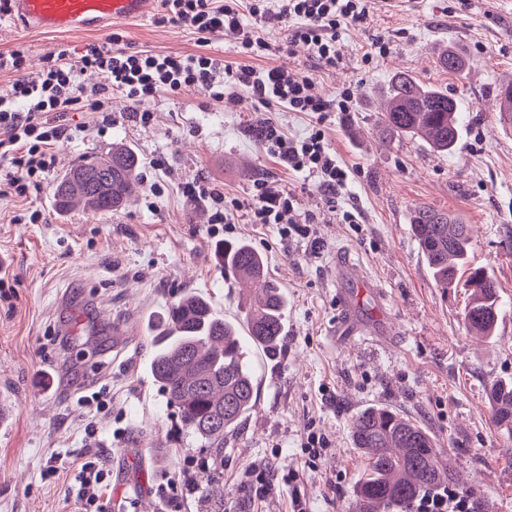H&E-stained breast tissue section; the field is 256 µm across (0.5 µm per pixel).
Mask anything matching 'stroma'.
<instances>
[{
  "label": "stroma",
  "instance_id": "stroma-1",
  "mask_svg": "<svg viewBox=\"0 0 512 512\" xmlns=\"http://www.w3.org/2000/svg\"><path fill=\"white\" fill-rule=\"evenodd\" d=\"M158 12L152 6L138 21L82 34L25 29L2 15L0 53L23 49L26 70L35 73L60 50L102 43L115 30L132 51H197L194 35L156 24ZM380 35L389 53L364 66L363 54ZM341 46L344 59L333 70L314 68L299 47L256 62L313 78L325 97L354 91L353 111L331 113L326 123L329 146L350 172L335 208L283 171L255 134L268 117L299 137L310 116L266 113L243 90L228 106L194 88L158 97L146 127L129 118L117 92L108 99L112 128L67 113V124L82 131L55 144L54 176L121 142L137 152L140 176L164 185L155 201L142 185L118 211L79 205L62 214L53 183L25 199L0 192V271L10 284L9 298L0 297V404L10 410L0 425V512H78L80 465L90 449L110 474L100 512H290L296 496L307 512H356L354 488L367 459L353 445L351 425L369 406L425 426L470 487L471 501L512 512V434L496 426L487 397L493 380L512 376V129L493 110L501 84L512 80V0H378L366 23L348 26ZM447 47L467 58L462 73L439 68L437 54ZM398 72L460 100L455 152L441 155L385 131L379 93ZM159 155L165 167L151 170ZM195 179L238 199L254 180H279L297 195L315 233L287 240L242 210L223 236H211L207 212L181 192ZM352 207L362 223L335 214ZM422 207L454 211L470 224V260L494 276L502 303L491 339L463 324L469 289L440 287L429 273L411 230ZM34 209L45 223H30ZM226 240L247 241L266 257L270 278L288 296L287 331L276 360L250 355L259 380L255 409L223 448H203L171 438L177 410L148 372L145 324L193 291L225 318L241 319L242 290L218 255ZM340 256L386 294L381 307L360 299L361 317L389 328L375 347L334 336ZM117 324L134 327L135 336L114 338ZM92 393L101 406L82 403ZM311 429L328 443L313 467L301 450ZM249 469L292 470L297 480L258 500L242 482ZM188 479L196 487L191 495L183 492Z\"/></svg>",
  "mask_w": 512,
  "mask_h": 512
}]
</instances>
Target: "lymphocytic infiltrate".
I'll use <instances>...</instances> for the list:
<instances>
[{"mask_svg":"<svg viewBox=\"0 0 512 512\" xmlns=\"http://www.w3.org/2000/svg\"><path fill=\"white\" fill-rule=\"evenodd\" d=\"M374 5L375 0H162L159 23L195 34L199 52L130 51L122 45V34L114 32L104 45L91 43L75 54L60 51L34 75L26 72L21 50L0 53V71L14 76L10 97H0V162L9 166L0 183L21 197L40 188L54 164L53 145L74 135L63 124V115L82 110L99 127L112 126L107 92L124 96L136 122L146 126L153 118L150 105L156 97H176L192 87L207 92L214 102L230 104L235 89L243 88L263 108L315 115L304 136H287L270 121L262 123L259 135L284 170L301 175L322 193L328 206H335L348 186L349 173L330 148L324 124L330 113L352 110L350 90L326 98L316 93L310 77L285 68L258 69L252 61L302 44L321 68H337L343 61L342 32L366 21ZM275 23L287 24L285 39L269 38L267 28ZM217 36L232 41L239 64L210 51ZM182 193L208 211L215 236L221 225L230 223L232 211L241 209L252 223L278 225L282 235L311 234L308 223L295 217L296 194L276 181L255 180L244 202L226 199L202 180L185 183Z\"/></svg>","mask_w":512,"mask_h":512,"instance_id":"1","label":"lymphocytic infiltrate"}]
</instances>
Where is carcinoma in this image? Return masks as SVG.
<instances>
[{"label":"carcinoma","instance_id":"cac0c4a2","mask_svg":"<svg viewBox=\"0 0 512 512\" xmlns=\"http://www.w3.org/2000/svg\"><path fill=\"white\" fill-rule=\"evenodd\" d=\"M437 62L451 73L466 68L465 59L448 48ZM462 122L460 103L448 92L403 72L391 77L381 109V123L390 133L422 138L433 151L448 154L457 146ZM139 168L135 151L116 144L109 155L90 156L57 180L56 206L66 213L83 201L100 214L116 211L136 191ZM412 233L437 284L446 288L467 275V331L494 335L500 316L498 285L485 269L467 267L470 225L445 211L423 208L415 211ZM221 253L224 266L242 287L260 286L245 298L247 340H241L238 328L198 294L182 297L150 321V372L178 409L181 428L205 448L224 447V436L256 406L257 379L247 361L248 349L272 358L285 336L287 298L283 289L267 280L265 256L243 242H225ZM488 396L494 422L512 434V380L492 382ZM352 439L368 460L354 489L358 512H412L426 491L441 486L464 491L433 435L386 407L359 413L352 422Z\"/></svg>","mask_w":512,"mask_h":512}]
</instances>
